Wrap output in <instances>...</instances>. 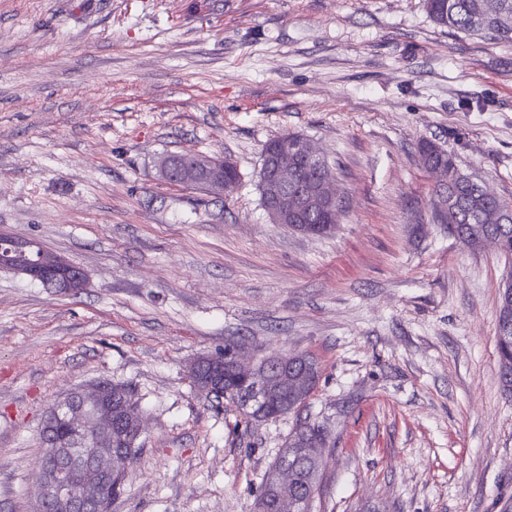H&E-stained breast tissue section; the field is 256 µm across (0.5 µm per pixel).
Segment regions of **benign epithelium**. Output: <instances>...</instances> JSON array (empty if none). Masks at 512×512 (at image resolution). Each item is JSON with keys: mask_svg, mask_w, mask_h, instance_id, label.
<instances>
[{"mask_svg": "<svg viewBox=\"0 0 512 512\" xmlns=\"http://www.w3.org/2000/svg\"><path fill=\"white\" fill-rule=\"evenodd\" d=\"M266 164L262 172V188L266 199L265 210L274 224H287L307 204L308 195H288V183L297 178L293 140L281 137L265 153ZM159 176L184 186H194L201 175L208 176L207 192L222 196L228 192L225 182V160L198 154L162 156L157 164ZM7 252L0 255V270H9L41 282L59 295L77 294L88 287L86 271L77 268L30 239L6 237ZM301 356L271 354L265 364L245 363L238 348H233L228 364H218L207 358L203 364L192 363L187 368L188 378L202 395L215 387L214 377L229 369L239 382L252 384L243 396L244 407H254L271 394L288 388V369L299 362ZM48 421L64 424L76 432L93 430L91 447L81 448L78 454L87 466L71 470L55 462L57 452L47 448L38 466L39 501L36 512H107L110 495L107 480L121 470V460L132 459V452L144 431L143 417L128 401L123 409L120 425L113 426L112 386L96 382L80 387L63 400ZM297 473L283 464L274 477L276 507L279 512H293Z\"/></svg>", "mask_w": 512, "mask_h": 512, "instance_id": "obj_1", "label": "benign epithelium"}]
</instances>
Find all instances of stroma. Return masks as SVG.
I'll use <instances>...</instances> for the list:
<instances>
[{
	"label": "stroma",
	"instance_id": "35a3bbf8",
	"mask_svg": "<svg viewBox=\"0 0 512 512\" xmlns=\"http://www.w3.org/2000/svg\"><path fill=\"white\" fill-rule=\"evenodd\" d=\"M288 132L335 181L331 235L261 204ZM422 140L512 206V45L424 0H0V233L89 276L65 296L0 270V512H33L45 416L95 381L145 425L111 512H252L305 419L330 435L314 512H507V265L441 223ZM182 152L230 157L234 193L162 181ZM228 343L312 354L306 407H211L186 370ZM510 310L512 317V296L504 295L500 289L498 301V314L496 326V349L499 363V378L502 392L508 398H512V332L505 335L500 321V314L505 309Z\"/></svg>",
	"mask_w": 512,
	"mask_h": 512
}]
</instances>
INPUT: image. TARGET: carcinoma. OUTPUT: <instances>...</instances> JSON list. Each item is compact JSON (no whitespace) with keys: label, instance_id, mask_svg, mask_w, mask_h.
Listing matches in <instances>:
<instances>
[{"label":"carcinoma","instance_id":"cac0c4a2","mask_svg":"<svg viewBox=\"0 0 512 512\" xmlns=\"http://www.w3.org/2000/svg\"><path fill=\"white\" fill-rule=\"evenodd\" d=\"M425 6L431 19L437 25L450 30L489 37L503 43H512V0H496V10L505 19L506 24L498 25L487 15L488 0H425ZM418 152L424 166L431 170H441L448 174V182L439 192L438 215L448 230L471 246L478 248L486 244L495 246L506 257L512 258V207L498 197L482 190V186L473 181H462L456 177L457 166L452 155L430 141H423ZM333 218L326 209L321 193L316 192L311 203L300 214L299 231L309 235L327 234L333 231ZM496 349L499 363V378L502 392L512 398V332L503 333L502 324L496 326ZM301 361L307 365L306 374L309 385L299 393L288 391V408L296 412L306 406L316 389L319 367L317 361L306 354ZM242 384L231 374H226L224 384L213 396L207 397L211 403L237 405ZM248 419L256 421L277 419L285 415L282 399H270L259 408V412H243ZM319 441L328 446L329 435L325 428L316 422L304 421L297 425L287 436L283 448L279 451L262 481V491L269 493V485L280 462L286 461L296 467L300 474L297 493L307 500L303 512H312L318 490L310 488L304 481L308 469L306 458L300 454V443Z\"/></svg>","mask_w":512,"mask_h":512}]
</instances>
